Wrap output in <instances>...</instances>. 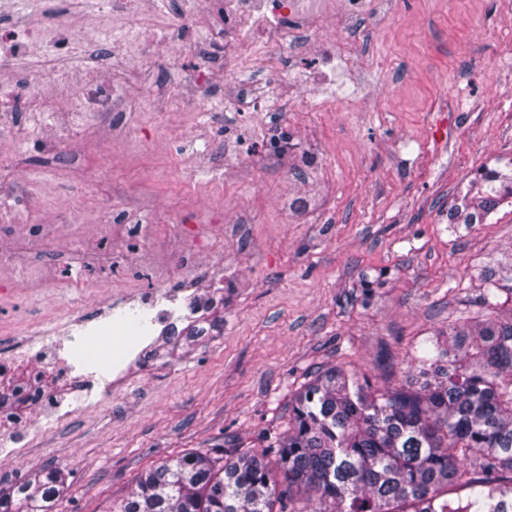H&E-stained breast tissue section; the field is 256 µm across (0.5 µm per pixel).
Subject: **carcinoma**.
I'll use <instances>...</instances> for the list:
<instances>
[{"instance_id": "cac0c4a2", "label": "carcinoma", "mask_w": 512, "mask_h": 512, "mask_svg": "<svg viewBox=\"0 0 512 512\" xmlns=\"http://www.w3.org/2000/svg\"><path fill=\"white\" fill-rule=\"evenodd\" d=\"M512 199L487 170L449 211L473 224ZM481 312L448 322L414 358L416 381L373 385L352 363L289 392L287 430L260 450L223 446L143 470L116 512H512V253L478 274ZM181 341L208 333L192 321ZM65 477L45 467L0 489V512H56Z\"/></svg>"}]
</instances>
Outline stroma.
I'll use <instances>...</instances> for the list:
<instances>
[{"instance_id":"obj_1","label":"stroma","mask_w":512,"mask_h":512,"mask_svg":"<svg viewBox=\"0 0 512 512\" xmlns=\"http://www.w3.org/2000/svg\"><path fill=\"white\" fill-rule=\"evenodd\" d=\"M177 13L173 2L130 20L167 52L146 75L116 67L120 85L148 92L119 132L78 108L56 119L84 137L12 135L27 120L0 107L8 191L48 225L41 258L61 275L20 286L15 322L119 302L82 266L113 202L145 224L211 215L224 226L198 252L207 284L196 297L212 301L217 331L171 355L149 351L96 408L0 461V488L63 468L57 512H110L142 470L185 450L259 447L318 367L354 362L380 383L384 352L406 378L417 342L477 314L478 265L512 246L511 204L478 224L446 218L477 171L512 169V0H374L364 16L324 24L327 40L354 48L342 68L304 46L270 80L248 65L225 79L220 55L201 65L196 51L222 19L195 26ZM202 70L223 87L217 99L192 91ZM241 149L249 162L229 165ZM294 198L301 212L288 211ZM71 211L82 226L61 222ZM380 271L385 286L363 296L361 275Z\"/></svg>"}]
</instances>
